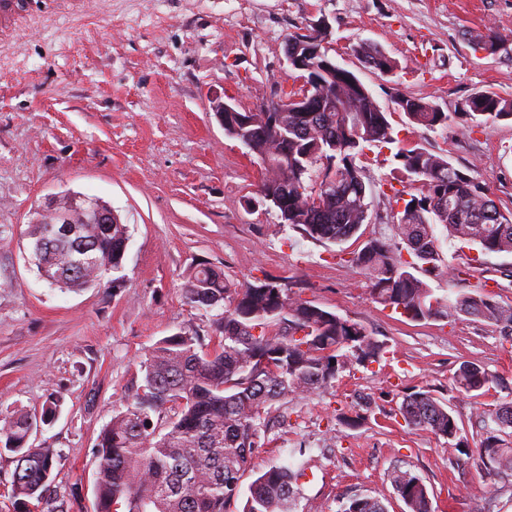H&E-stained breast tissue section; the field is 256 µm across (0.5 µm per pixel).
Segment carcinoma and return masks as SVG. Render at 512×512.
<instances>
[{
	"label": "carcinoma",
	"mask_w": 512,
	"mask_h": 512,
	"mask_svg": "<svg viewBox=\"0 0 512 512\" xmlns=\"http://www.w3.org/2000/svg\"><path fill=\"white\" fill-rule=\"evenodd\" d=\"M327 33L316 30L288 37V50L305 54L321 46ZM354 52L382 74L398 68L395 60L367 42ZM322 98L336 103L334 112H267L260 107L239 116H224V133L240 141L264 163L257 203L277 210L281 224L320 243H342L367 219L372 194L364 170L355 160L367 147L385 148L406 179L421 183L395 230L413 260L389 244L370 239L349 262L370 284L372 299L403 309L413 321L442 315H465L512 329V306H502L484 292H461L438 298L423 277H461L471 266L453 267L439 254L436 225L448 238L476 244L484 253L512 254V214L503 212L484 188L448 160L422 148H405L394 136L388 112L356 76L333 74L321 56L309 59ZM397 110L409 123L446 128L453 115L434 100L399 96ZM464 113L477 127L512 120V99L491 90L471 93ZM26 237L43 243L45 280L71 290L100 288L107 276L123 269L128 226L78 224L59 239L51 224L29 225ZM186 304L196 310L224 309L217 318V345L203 349L188 328L149 346L141 361V394L112 414L95 445L94 512H298L302 465L291 449L289 459L273 463L249 484L240 501L241 480L253 471L269 418L281 407L330 385L349 364L375 361L384 343L362 324L303 299L286 284L267 278L236 284L224 273L202 267L183 285ZM469 367L454 382L465 392L491 383ZM62 397L49 401L41 416L22 409L0 418V447L15 454L11 498L17 512L44 501L54 461L52 448H31L33 425L52 421ZM399 413L408 424L426 428L448 441L457 440L459 425L448 404L428 391L407 395ZM487 473L512 471V448L491 435L474 449ZM390 481L407 512H432L422 479L395 470ZM342 512H387L376 497L354 495Z\"/></svg>",
	"instance_id": "cac0c4a2"
}]
</instances>
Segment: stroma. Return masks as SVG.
<instances>
[{
  "instance_id": "1",
  "label": "stroma",
  "mask_w": 512,
  "mask_h": 512,
  "mask_svg": "<svg viewBox=\"0 0 512 512\" xmlns=\"http://www.w3.org/2000/svg\"><path fill=\"white\" fill-rule=\"evenodd\" d=\"M323 20L328 57L390 112L403 146L445 156L512 211V122L471 129L459 113L477 90L512 98V0H88L81 15H27L0 43V415H37L63 398L28 440L58 453L48 512H93L94 445L142 385L143 352L186 326L214 345L215 312L183 298L202 265L237 284L280 278L386 346L378 361L285 404L256 467L304 449L314 478L302 482V502L316 512H339L355 494L403 512L390 482L397 469L424 481L433 512H512V472L484 475L460 449L495 430L492 413L512 402V332L457 316L407 319L374 302L348 263L366 240L397 244V214L417 185L389 151L366 149L357 163L373 193L359 236L313 241L254 203L264 170L214 111L220 101L253 111L298 90L286 41ZM489 28L507 38L494 54L473 39ZM363 40L397 70L366 68L352 51ZM399 94L436 100L455 118L445 129L411 124L395 109ZM392 186L401 199L388 196ZM64 193L100 198L128 224L122 287H52L28 264L35 209ZM437 238L445 261L472 258L476 267L463 280L432 281L436 296L477 289L512 305V254ZM466 362L492 376L486 394L455 387ZM420 390L452 408L459 442L404 422L399 407ZM356 414L361 423L347 426Z\"/></svg>"
}]
</instances>
